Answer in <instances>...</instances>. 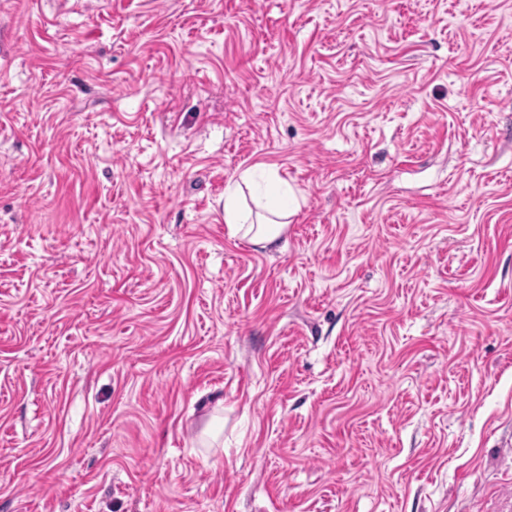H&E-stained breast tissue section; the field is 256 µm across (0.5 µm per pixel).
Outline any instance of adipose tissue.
<instances>
[{
    "label": "adipose tissue",
    "mask_w": 512,
    "mask_h": 512,
    "mask_svg": "<svg viewBox=\"0 0 512 512\" xmlns=\"http://www.w3.org/2000/svg\"><path fill=\"white\" fill-rule=\"evenodd\" d=\"M251 179L250 172H243L242 184L224 197V222L231 236L250 237L254 244L267 247L281 236L286 220L296 212L299 204L290 187L278 177L271 175L263 196V215L252 217L250 210L242 202V185Z\"/></svg>",
    "instance_id": "obj_1"
}]
</instances>
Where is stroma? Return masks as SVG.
Segmentation results:
<instances>
[{
    "instance_id": "stroma-1",
    "label": "stroma",
    "mask_w": 512,
    "mask_h": 512,
    "mask_svg": "<svg viewBox=\"0 0 512 512\" xmlns=\"http://www.w3.org/2000/svg\"><path fill=\"white\" fill-rule=\"evenodd\" d=\"M0 512H512V0H0ZM288 197V209L282 201ZM244 198L240 184L224 195V222L228 224L230 235H251V241L262 248L272 245L281 236L286 220L298 209L299 204L294 192L278 177L270 172V179L263 196L262 208L267 215H260L257 221L250 219L251 211L242 202Z\"/></svg>"
}]
</instances>
